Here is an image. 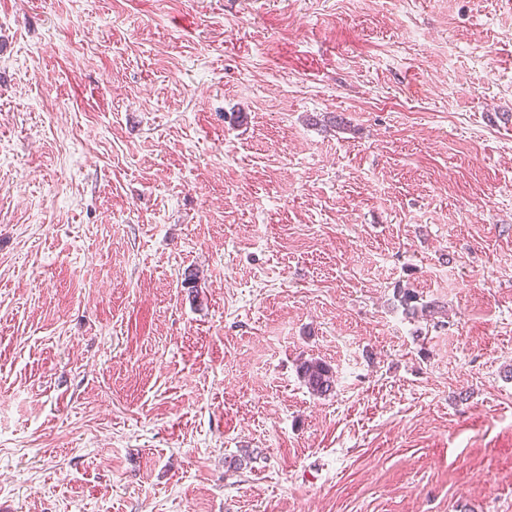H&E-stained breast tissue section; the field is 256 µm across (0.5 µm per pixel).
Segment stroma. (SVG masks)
Segmentation results:
<instances>
[{"instance_id": "stroma-1", "label": "stroma", "mask_w": 512, "mask_h": 512, "mask_svg": "<svg viewBox=\"0 0 512 512\" xmlns=\"http://www.w3.org/2000/svg\"><path fill=\"white\" fill-rule=\"evenodd\" d=\"M0 512H512V0H0ZM299 374L312 394L326 396L333 391L336 375L323 361L317 359L303 361L299 366Z\"/></svg>"}]
</instances>
